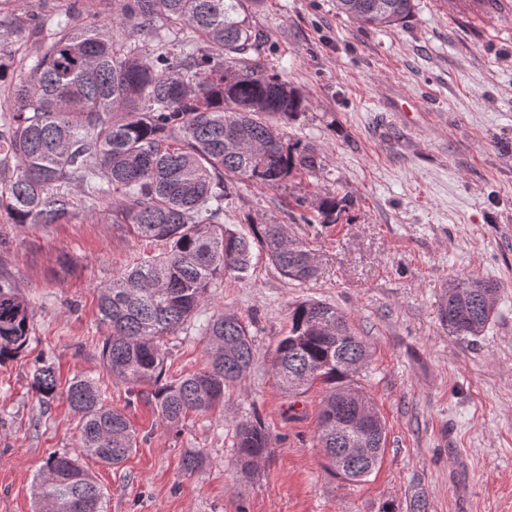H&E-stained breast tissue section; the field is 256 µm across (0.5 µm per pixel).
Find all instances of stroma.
<instances>
[{"label":"stroma","instance_id":"35a3bbf8","mask_svg":"<svg viewBox=\"0 0 512 512\" xmlns=\"http://www.w3.org/2000/svg\"><path fill=\"white\" fill-rule=\"evenodd\" d=\"M392 28L336 13V0H259L253 24L268 34L269 63L305 97L284 125L287 142L321 159L278 189L239 184L224 223L285 222L316 274L286 278L261 249L247 270L211 290L201 317L224 310L249 326L258 361L224 407L163 422L143 385L129 390L100 360L109 330L98 288L162 251L97 209L68 224L26 228L0 214V274L32 309L30 339L0 363V512H34L33 488L52 453H76L78 415L65 389L97 382L124 412L137 446L121 465L83 458L107 512H407L418 494L429 512H512V0H415ZM333 192L334 224L292 223L296 195ZM500 285L481 335L449 334L439 318L461 276ZM335 305L369 343L354 382L386 424L380 464L348 481L317 444L327 387L286 393L272 371L288 315L301 301ZM165 377L204 367L196 333L164 340ZM56 369L59 392L42 404L38 365ZM259 418L273 448L251 477L234 468L235 424ZM199 450L204 466L181 468Z\"/></svg>","mask_w":512,"mask_h":512}]
</instances>
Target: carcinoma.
<instances>
[{
	"instance_id": "1",
	"label": "carcinoma",
	"mask_w": 512,
	"mask_h": 512,
	"mask_svg": "<svg viewBox=\"0 0 512 512\" xmlns=\"http://www.w3.org/2000/svg\"><path fill=\"white\" fill-rule=\"evenodd\" d=\"M256 0H47L14 14L15 40L0 43V210L11 223H70L106 206L115 223L165 250L123 270L97 292L99 320L110 333L102 349L108 374L130 389L155 385L153 398L170 426L224 403L230 385L258 359L248 325L218 312L195 325L213 285L247 270L260 247L280 272L306 281L309 251L288 239L278 220L251 222L250 236L224 227V200L237 183L277 189L292 172L319 161L307 147L285 146L279 122L305 110L297 88L267 65L268 38L250 22ZM339 14L375 28L404 22L413 0H336ZM295 216L334 224L331 192L294 197ZM496 284L466 276L448 285L439 316L455 336H477L492 313ZM29 302L0 276V363L29 341ZM205 340L206 366L160 383L161 339L192 327ZM369 344L338 308L297 304L275 350L272 370L293 394L320 380L330 385L319 414L318 442L335 475L358 481L384 451L386 427L352 383ZM41 401L57 393L50 364L33 370ZM67 397L80 416L78 456H50L35 481L38 512H104V496L79 461L122 463L136 447L127 416L98 385L79 378ZM369 414L375 428L367 456L336 464V435ZM271 436L258 420L235 425L236 464L252 475ZM201 451L182 467H203Z\"/></svg>"
}]
</instances>
